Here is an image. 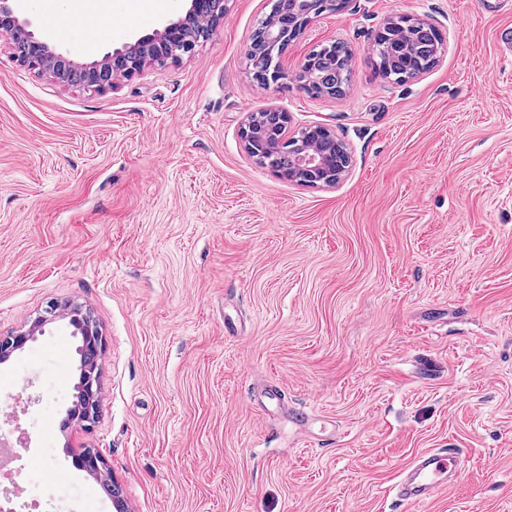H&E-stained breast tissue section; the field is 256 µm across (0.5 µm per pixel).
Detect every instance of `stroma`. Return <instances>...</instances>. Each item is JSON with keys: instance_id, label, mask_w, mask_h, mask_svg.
<instances>
[{"instance_id": "obj_1", "label": "stroma", "mask_w": 512, "mask_h": 512, "mask_svg": "<svg viewBox=\"0 0 512 512\" xmlns=\"http://www.w3.org/2000/svg\"><path fill=\"white\" fill-rule=\"evenodd\" d=\"M274 0H227L192 53L93 91L20 63L0 38V340L72 302L102 330L101 402L66 425L78 341L63 321L0 363V432L38 512H114L76 465L106 460L124 512H512V0H354L315 19L264 85L252 35ZM188 0H103L100 40L17 4L83 62L152 35ZM400 15L444 38L403 83L375 69ZM353 52L339 97L295 76ZM270 105L330 127L333 188L280 177L239 128ZM305 408L298 429L273 404ZM452 448L447 493L409 508L401 471Z\"/></svg>"}]
</instances>
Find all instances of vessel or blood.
I'll use <instances>...</instances> for the list:
<instances>
[{"instance_id": "1", "label": "vessel or blood", "mask_w": 512, "mask_h": 512, "mask_svg": "<svg viewBox=\"0 0 512 512\" xmlns=\"http://www.w3.org/2000/svg\"><path fill=\"white\" fill-rule=\"evenodd\" d=\"M456 466L453 453L428 450L421 453L403 474L398 485L399 499L409 506L434 500L448 490L449 474Z\"/></svg>"}]
</instances>
